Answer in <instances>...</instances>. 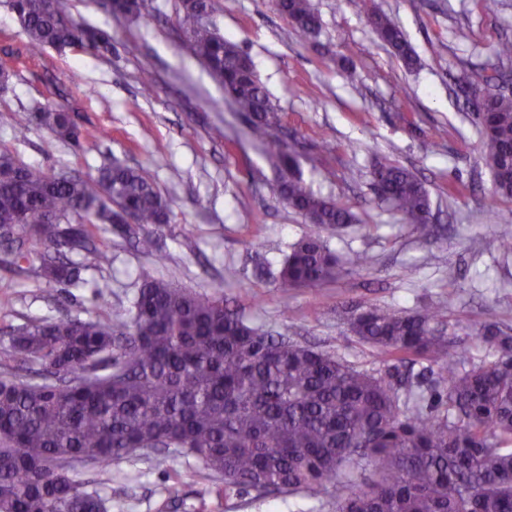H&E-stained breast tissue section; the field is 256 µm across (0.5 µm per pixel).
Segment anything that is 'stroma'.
Listing matches in <instances>:
<instances>
[{"instance_id": "35a3bbf8", "label": "stroma", "mask_w": 512, "mask_h": 512, "mask_svg": "<svg viewBox=\"0 0 512 512\" xmlns=\"http://www.w3.org/2000/svg\"><path fill=\"white\" fill-rule=\"evenodd\" d=\"M322 23L304 39L273 0H221L218 25L250 57L280 117V135L298 155L311 189L357 217L328 237L337 255L363 253L366 264L314 288L283 289L277 271L292 244L312 230L277 193V172L263 149L247 141V121L188 50L178 26L180 0H152L150 18L116 16L101 0H62L68 21L109 32L112 48L31 50L15 15L0 0V147L20 160L58 173H93L119 162L146 171L171 201L172 220L156 232L157 251L139 252L116 231L98 234L112 265L97 270L87 252L74 254L78 285L62 288L40 275L42 259L30 246L24 271L0 252V350L14 329L62 315L88 319L130 308L139 274L149 270L174 285L218 294L259 330L285 334L334 353L358 369L384 366L376 348L348 329L353 311L369 306L412 313L427 305L462 338L470 362L490 358L479 335L494 323L512 331V255L497 249L512 235V218L489 210L492 176L482 158L473 115L460 82L485 80L497 62L492 45L512 39V0L485 13L479 0H375L403 28L420 64L410 70L379 43L362 0H312ZM470 31L459 40L458 27ZM336 60L326 68L324 57ZM151 70V86L141 83ZM95 95H87L88 87ZM47 106L74 112L81 148L30 127L25 140L12 129L28 125ZM335 149L321 150L323 140ZM404 166L428 189L434 234L422 240L382 202L372 185L376 161ZM458 278L449 281V268ZM110 279L106 301L94 285ZM452 307H442L449 292ZM214 476L194 458L171 469L137 454L113 463L95 485L109 512H168L177 487L178 512H318L296 496L257 501L232 494L216 499Z\"/></svg>"}]
</instances>
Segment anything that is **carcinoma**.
Segmentation results:
<instances>
[{"label": "carcinoma", "instance_id": "cac0c4a2", "mask_svg": "<svg viewBox=\"0 0 512 512\" xmlns=\"http://www.w3.org/2000/svg\"><path fill=\"white\" fill-rule=\"evenodd\" d=\"M112 2L122 15L151 9L150 0ZM364 6L376 39L415 67L400 26L373 0ZM275 7L301 35L319 32L311 0H275ZM10 9L35 49L112 48L106 32L68 22L60 0H13ZM221 10L219 0H181L187 47L233 110L250 115L245 136L282 171L279 196L315 227L291 246L277 280L283 288L332 281L343 265L365 264L358 252L340 260L323 238L353 215L293 173L295 158L275 134L277 110L250 59L217 27ZM492 52L512 66V40ZM474 122L492 201L511 203L512 95L490 96ZM33 123L80 143L65 109L36 112ZM371 175L379 198L429 239L424 184L392 161L377 163ZM171 214L142 169L112 164L94 176L59 179L0 150V244L21 269L28 243H36L43 276L60 286L76 283L70 255L88 249L101 225H119L149 254ZM139 280L126 315L30 322L10 337L0 363V512H106L70 470L104 472L155 443L170 446L154 451L157 466L196 459L222 480L218 497L302 495L330 512H512L511 333L485 326L494 358L475 365L439 309L368 307L349 319L353 336L385 356V370L368 372L260 331L215 295L177 288L147 270ZM418 362L429 364L428 374L401 375L399 367ZM32 365L58 384L35 381Z\"/></svg>", "mask_w": 512, "mask_h": 512}]
</instances>
